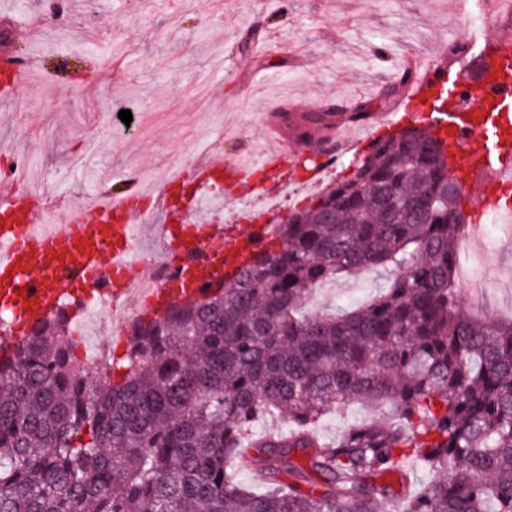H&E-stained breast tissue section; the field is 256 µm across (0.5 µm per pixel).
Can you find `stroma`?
<instances>
[{
	"label": "stroma",
	"mask_w": 512,
	"mask_h": 512,
	"mask_svg": "<svg viewBox=\"0 0 512 512\" xmlns=\"http://www.w3.org/2000/svg\"><path fill=\"white\" fill-rule=\"evenodd\" d=\"M0 0V52L32 56L37 76L0 105V145L15 146L49 198L127 190V171L154 187L147 206L171 221L173 190L155 188L160 171L209 158L256 153L265 118L282 101L293 148L278 169L292 189L282 208L308 204L299 149L323 150L322 136L298 126L302 113L354 99L390 111L381 97L408 48L443 61L449 31L474 0ZM134 96L136 134L112 137L116 105ZM468 251L492 253L496 282L462 308L488 320L512 316V235L489 226ZM389 279L375 266L313 291L308 308L353 307Z\"/></svg>",
	"instance_id": "1"
}]
</instances>
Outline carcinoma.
I'll use <instances>...</instances> for the list:
<instances>
[{
  "mask_svg": "<svg viewBox=\"0 0 512 512\" xmlns=\"http://www.w3.org/2000/svg\"><path fill=\"white\" fill-rule=\"evenodd\" d=\"M452 176L429 126L375 141L230 284L135 319L105 384L66 309L37 323L0 356V512H512V321L461 309ZM368 266L393 271L380 294L305 312ZM355 401L392 415L321 443L313 424ZM272 413L285 435L251 443Z\"/></svg>",
  "mask_w": 512,
  "mask_h": 512,
  "instance_id": "obj_1",
  "label": "carcinoma"
}]
</instances>
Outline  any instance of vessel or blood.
Masks as SVG:
<instances>
[{"instance_id": "1", "label": "vessel or blood", "mask_w": 512, "mask_h": 512, "mask_svg": "<svg viewBox=\"0 0 512 512\" xmlns=\"http://www.w3.org/2000/svg\"><path fill=\"white\" fill-rule=\"evenodd\" d=\"M480 60L490 72L474 82L453 66H433L410 84V101L426 104V118L434 128L447 129L454 167L469 183H479L481 198L472 223H481L494 207L503 186L512 183V31L485 38ZM32 70L30 60L0 57V96L14 95ZM336 146L321 153L309 171L320 182L325 167L335 165L353 148L343 129H336ZM189 197L183 225H154L155 235L171 239L173 250L164 257L168 277L145 298L150 314L163 313L171 304L195 301L213 293L219 282L231 281L264 246L275 231L278 216H252L246 229L226 240L224 227L201 217L207 198L244 197L259 193L261 184L247 162L236 157L196 164L167 180ZM12 187L0 194V308L8 310L9 342L23 340L28 326L53 314L63 302L80 312L89 297L118 309L132 295L127 284L142 270L138 259L140 224L149 215L137 204L136 194L102 195L92 205L66 209L65 223L47 216L43 198L27 188L24 173L11 178Z\"/></svg>"}]
</instances>
